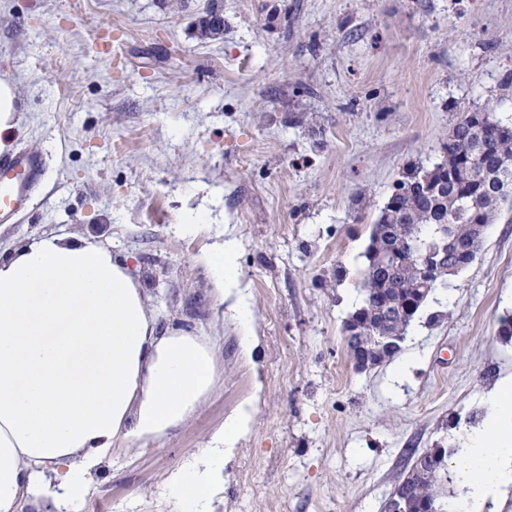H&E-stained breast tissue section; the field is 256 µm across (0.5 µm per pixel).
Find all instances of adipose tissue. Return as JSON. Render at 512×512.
I'll list each match as a JSON object with an SVG mask.
<instances>
[{"label": "adipose tissue", "instance_id": "ef3b65f1", "mask_svg": "<svg viewBox=\"0 0 512 512\" xmlns=\"http://www.w3.org/2000/svg\"><path fill=\"white\" fill-rule=\"evenodd\" d=\"M207 342L158 333L127 258L81 236L50 235L0 253V512L49 496L76 506L118 441L165 436L216 388ZM240 412L212 437L202 466L169 486L198 512L223 479L224 450L247 429ZM512 443V400L455 462L472 499L496 476L471 475L476 457Z\"/></svg>", "mask_w": 512, "mask_h": 512}]
</instances>
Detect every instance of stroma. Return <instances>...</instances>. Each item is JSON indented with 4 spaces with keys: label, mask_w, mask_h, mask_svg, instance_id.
<instances>
[{
    "label": "stroma",
    "mask_w": 512,
    "mask_h": 512,
    "mask_svg": "<svg viewBox=\"0 0 512 512\" xmlns=\"http://www.w3.org/2000/svg\"><path fill=\"white\" fill-rule=\"evenodd\" d=\"M212 6L224 31L204 38ZM4 74L12 148L46 166L0 252L45 235L110 246L160 330L210 344L218 378L165 437L117 444L79 512H158L244 409L249 454L201 512H382L412 451L465 452L512 392L510 212L400 355L357 371L344 331L393 184L438 162L466 113L512 115V0H0ZM226 240L220 290L205 256Z\"/></svg>",
    "instance_id": "stroma-1"
}]
</instances>
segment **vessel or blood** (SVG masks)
I'll use <instances>...</instances> for the list:
<instances>
[{
	"instance_id": "1",
	"label": "vessel or blood",
	"mask_w": 512,
	"mask_h": 512,
	"mask_svg": "<svg viewBox=\"0 0 512 512\" xmlns=\"http://www.w3.org/2000/svg\"><path fill=\"white\" fill-rule=\"evenodd\" d=\"M43 168L41 157L25 152L0 159V223L11 222L27 208Z\"/></svg>"
}]
</instances>
